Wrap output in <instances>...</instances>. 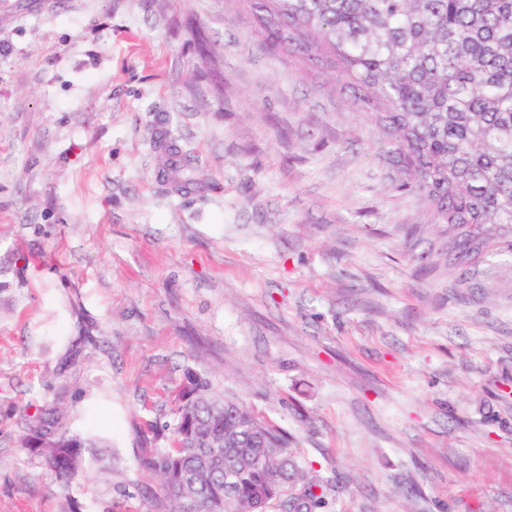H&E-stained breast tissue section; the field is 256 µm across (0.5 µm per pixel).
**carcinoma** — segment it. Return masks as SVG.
Returning a JSON list of instances; mask_svg holds the SVG:
<instances>
[{
	"label": "carcinoma",
	"mask_w": 512,
	"mask_h": 512,
	"mask_svg": "<svg viewBox=\"0 0 512 512\" xmlns=\"http://www.w3.org/2000/svg\"><path fill=\"white\" fill-rule=\"evenodd\" d=\"M264 44L320 61L358 90L361 107L395 137L406 182L446 225L448 259L479 260L480 246L512 251V0H248ZM159 181L187 193L201 181L194 160L165 147ZM224 434L242 459L230 482L202 440ZM47 462L66 485L82 463V443L65 432L45 441ZM149 467L174 503L194 493L195 512H261L305 478L288 442L244 404L189 382L178 407L175 447ZM320 505L313 485L287 512Z\"/></svg>",
	"instance_id": "carcinoma-1"
}]
</instances>
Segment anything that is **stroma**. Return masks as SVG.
I'll return each instance as SVG.
<instances>
[{
  "mask_svg": "<svg viewBox=\"0 0 512 512\" xmlns=\"http://www.w3.org/2000/svg\"><path fill=\"white\" fill-rule=\"evenodd\" d=\"M162 139L201 189L160 187ZM400 181L239 0H0V512H172L147 462L191 373L317 512H512V252L451 266ZM39 411L84 442L68 486L21 446Z\"/></svg>",
  "mask_w": 512,
  "mask_h": 512,
  "instance_id": "stroma-1",
  "label": "stroma"
}]
</instances>
